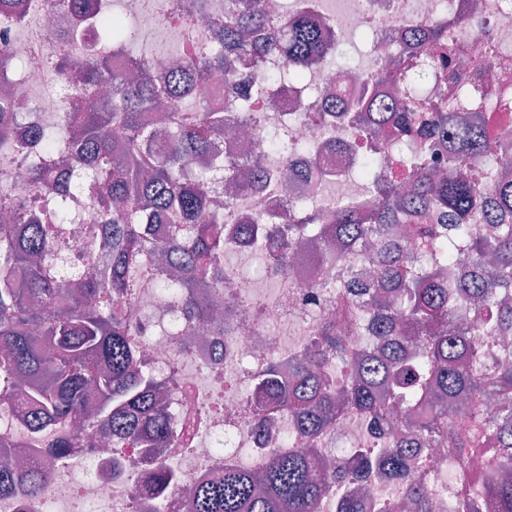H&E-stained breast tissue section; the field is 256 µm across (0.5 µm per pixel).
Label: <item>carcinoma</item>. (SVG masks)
I'll use <instances>...</instances> for the list:
<instances>
[{"label":"carcinoma","instance_id":"1","mask_svg":"<svg viewBox=\"0 0 512 512\" xmlns=\"http://www.w3.org/2000/svg\"><path fill=\"white\" fill-rule=\"evenodd\" d=\"M70 15L67 31L52 45L49 64L73 66L85 89L95 88L107 58L74 61L70 51L84 30L95 41L112 38L121 46L124 22L97 16L96 0H59ZM208 0H188L186 8L163 0H144L146 18L158 27L173 20L182 36L198 39V22L209 16ZM213 40L184 56L162 87L139 55L127 53L124 73L112 74V96L88 97L68 117L65 131L36 127L18 134L9 98L0 96V175L24 165L32 201L19 205L0 186V400L16 401L23 423L37 443L65 458L82 445L67 425L82 417L89 396L96 399L85 427L107 432L120 443L134 437L153 450L167 448L173 431L162 418L159 385L136 362L128 321L118 311L132 289L155 279L184 295L190 326H218L213 302L198 289L219 290L234 271L224 267V247L243 239L273 240L270 261L287 271L304 244L319 247L333 260L360 252L371 266L346 287L365 306L371 336L356 349L344 337H331L328 325L314 334L303 354L270 365L260 389L278 394L288 406L297 432L314 437L341 414L355 413L384 447L374 454L351 448L339 465L336 493L317 481L312 454L275 453L261 475L229 461L224 471L198 480L188 512H319L331 496L335 512H366V481L374 469L406 488L410 512H430L429 496L418 473L422 457L413 442L444 445L465 461L478 447L499 448L492 466L512 463V362L480 370L485 348L512 332V177L493 187L475 173L470 158L492 156L509 142L492 139L478 112L448 110L445 76L455 66L445 35L428 29L407 36L409 56L394 69L368 76L372 90L388 91L358 112H322L330 124L340 119L372 152L359 167L373 185L371 200L314 210L293 205L277 217H246L226 225L224 211L236 195L213 200L217 185L241 188L264 178L256 162L243 167L213 154L214 138L224 131V113L194 96L195 86L215 73L235 89L243 105V124L254 129L260 116L251 100L265 84L285 83L309 68L331 62L325 31L305 0H295L289 19L265 23L261 0H224V19L209 22ZM276 53L290 70L276 78L260 72L261 59ZM442 81L436 103H419L431 76ZM168 103L174 134L146 120L159 99ZM409 145V153L383 175L382 132ZM83 200L97 213L102 246L82 254L72 287L60 283L51 258L70 250L63 225L73 223L74 203ZM150 224L169 225L161 242L149 239ZM413 242L419 263L405 265L404 241ZM149 247L165 254L168 268H147ZM348 372L338 389L328 359ZM502 401L496 414L462 420L456 402ZM174 479L158 470L147 486L164 495ZM15 485L33 497L44 493L48 477L34 466L0 467V491ZM512 512V485L496 482L465 512H483L488 501Z\"/></svg>","mask_w":512,"mask_h":512}]
</instances>
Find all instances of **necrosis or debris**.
I'll list each match as a JSON object with an SVG mask.
<instances>
[{"label":"necrosis or debris","mask_w":512,"mask_h":512,"mask_svg":"<svg viewBox=\"0 0 512 512\" xmlns=\"http://www.w3.org/2000/svg\"><path fill=\"white\" fill-rule=\"evenodd\" d=\"M24 2L28 24L18 27L0 21V73L11 86L12 108L21 129L62 128L67 124L62 102L78 95L79 89L68 73L47 64L46 50L67 25L68 15L57 0ZM119 4L121 13L134 22L131 42L150 48L147 65L163 72L191 52L177 27L157 29L144 22L142 0ZM312 12L331 32L335 51L363 33L374 40V50L350 70L321 65L287 91L270 88L253 103L264 122L251 136L239 130L241 114L235 102L225 98L223 81L200 87L197 98L224 114L226 129L213 144L224 160H258L271 174H279L284 159L268 150L266 135L284 127L289 141L314 146L305 163L328 174L317 203L368 196L367 184L354 174V163L363 153L361 141L344 124L322 126L309 117L301 87L315 85L327 98H340L343 109L355 111L370 95L365 79L371 71L404 55L401 30L427 24L446 31L456 55V66L448 73V101L456 111H480L493 93L512 102V0H312ZM269 251L262 242L225 248V260L238 270L224 284V331L199 328L191 348L182 346L177 331L180 304L162 297L153 286L135 289L125 312L135 330L131 343L139 362L165 386L162 410L174 431L171 446L149 457L139 440L115 445L99 433L69 461L42 447L28 448V463L49 476L47 489L39 498L19 488L2 493L0 512H186L192 485L220 471L225 459L253 471L263 469L278 444L260 431L261 417L274 418L277 435L287 433L293 419L287 408L257 396L256 372L300 352L315 327L326 321L351 346L368 339L355 307L343 298V265L328 264L312 253L284 275L269 261ZM373 439L357 416L345 414L315 440L292 437L290 449L305 453L314 445L332 459L337 445L356 448ZM490 455V449L476 448L463 463L448 449L427 450L423 478L433 512H455L462 498L482 491ZM157 469L177 475L160 500L142 491Z\"/></svg>","instance_id":"necrosis-or-debris-1"}]
</instances>
